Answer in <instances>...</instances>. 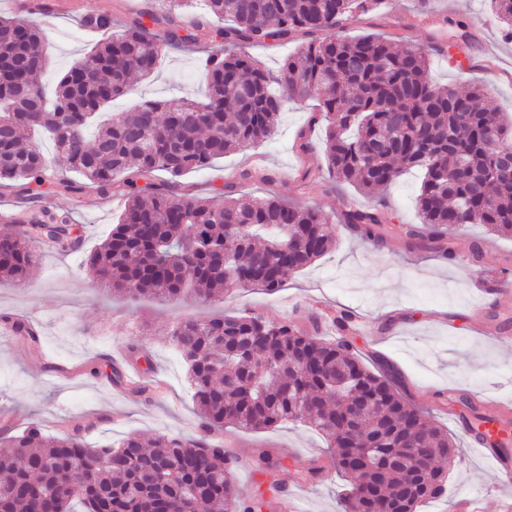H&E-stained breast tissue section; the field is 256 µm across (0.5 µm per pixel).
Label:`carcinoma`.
I'll return each instance as SVG.
<instances>
[{"label":"carcinoma","mask_w":512,"mask_h":512,"mask_svg":"<svg viewBox=\"0 0 512 512\" xmlns=\"http://www.w3.org/2000/svg\"><path fill=\"white\" fill-rule=\"evenodd\" d=\"M166 2L163 15H149L151 24L138 15L116 32L112 12L85 15L84 26L105 37L60 78L52 105L40 82L47 66L41 28L0 17V192L34 199L49 183L72 195L109 196L123 177L124 211L86 259L102 285L131 297L178 300L189 291L208 301L241 274L244 287L275 293L288 275L328 254L336 234L318 207L238 193L247 180L276 183L272 173L236 172L205 198L190 196L180 181L228 152L262 143L289 101L316 97L327 122V167L298 172L306 193L329 178L375 195L418 168L424 171L415 198L420 222L389 229L409 249L451 259L460 253L453 231L462 224L512 237V173L497 164L502 150H512V122L482 103L486 86L461 92L434 83L426 51L347 36V24L380 0H203L201 13L194 12L195 0ZM489 4L512 39V0ZM210 15L228 24L213 29ZM296 32L313 39L275 73L241 51ZM214 36L224 48L207 59L202 97L146 101L88 139L92 115L128 94L133 76L152 74L163 47ZM35 129L52 137L80 180L50 182V161L30 138ZM339 220L374 245L389 231L376 206L348 201ZM42 244L75 251L80 227L69 213L47 209L1 224L0 280L25 281ZM351 322L346 310L279 322L243 313L186 319L165 328L161 340L182 360L206 432L226 423L245 431L303 423L326 436L343 474L373 448L374 471L362 485L348 483L344 509L418 512L445 493V464L457 466L462 457L448 430L405 396L392 361L375 354L372 370L360 361L347 334ZM324 323L339 336H321ZM109 380L136 396L151 394L146 384L124 383L117 368ZM444 405L477 435L491 418L470 393L450 395ZM408 431L426 438L422 461L436 471L426 486L418 485L413 464H389L410 456L401 437ZM92 462L97 472L87 482ZM295 467L303 482L325 471L315 461ZM256 468L268 489L279 490L283 458L262 455ZM232 470L223 446L206 439L158 435L145 443L131 434L91 446L78 424L58 438L30 425L0 446V512H145L152 505L262 512V494L242 496Z\"/></svg>","instance_id":"obj_1"}]
</instances>
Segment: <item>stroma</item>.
<instances>
[{
	"label": "stroma",
	"mask_w": 512,
	"mask_h": 512,
	"mask_svg": "<svg viewBox=\"0 0 512 512\" xmlns=\"http://www.w3.org/2000/svg\"><path fill=\"white\" fill-rule=\"evenodd\" d=\"M103 8L125 21L139 13L163 12L166 5L164 0H46V14L38 20L49 58L42 76L46 90H53L60 74L99 41L98 33L83 29L82 18ZM451 19L470 21L468 43L449 45ZM347 32L426 49L435 82L461 90L485 85L490 103L512 116V41L504 38L481 0H435L431 15L423 19L415 14L414 0H382L378 9L351 21ZM204 55V46L194 44L165 50L155 72L114 100L112 112L144 100H167L187 90L203 93ZM302 132L314 145L303 159L294 150ZM323 135L317 100L295 101L266 142L225 155L184 178L185 184L206 197L228 173L252 167L259 156L278 181L271 188L260 182L248 184L244 194L261 198L272 189L285 201L308 200L335 225V250L288 277L276 294L252 288L225 294L205 306L190 296L176 303L152 297L133 300L101 286L80 269L81 254L54 249L41 251L25 283L0 284V315L22 317L39 332L34 350L16 337H0V422L9 421L16 432L34 424L50 437L63 434L67 423L75 422L94 445L132 433L146 439L159 434L197 437L202 433L201 418L184 367L176 353L159 341L171 322L244 311L281 320L306 311L360 308L372 315L356 337L363 355L377 351L390 358L406 378L409 397L460 439L464 463L449 472L445 499L424 505L421 512H454L457 499L467 495L483 497L485 512H512V482L496 481L469 440L462 438L458 421L441 405L442 395L451 389H465L478 398L512 389V343L500 342L483 330L486 324L512 319V306H489L483 301L487 281L503 269L512 270V237L490 233L481 224L459 228V238L477 242L481 259L455 265L429 251L408 250L395 236L380 247L350 236L339 226L338 216L343 199L357 198L355 188L333 185L307 197L294 179L300 162L324 167ZM421 179L420 172L413 170L387 189L389 224L416 223L414 197ZM37 203L71 211L74 223L85 229L84 248L89 251L108 232L124 199L118 195L105 199L91 191L78 198L50 192ZM130 343L147 346L150 362L128 365L124 355ZM117 365L128 374L140 371L151 385V400L108 382V373ZM212 438L237 460L233 477L246 497L257 491L253 477L263 454L284 457L289 463L325 462L331 455L321 434L291 423L256 432L228 425ZM279 481L282 488L267 493L264 512L341 510L345 481L336 469H327L319 481L302 482L289 466L280 472Z\"/></svg>",
	"instance_id": "35a3bbf8"
}]
</instances>
